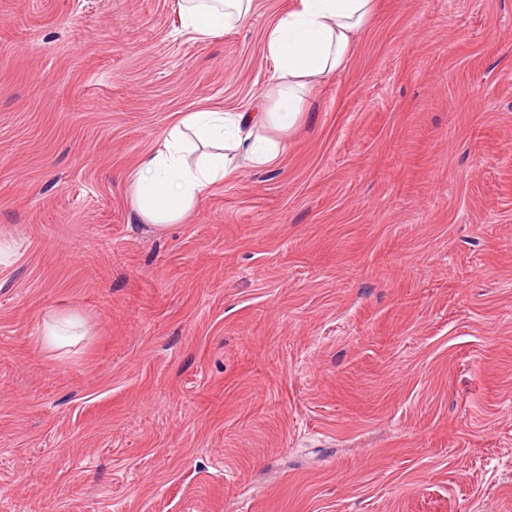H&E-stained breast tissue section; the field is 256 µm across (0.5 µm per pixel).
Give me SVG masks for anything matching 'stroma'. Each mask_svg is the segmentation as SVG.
<instances>
[{
	"label": "stroma",
	"instance_id": "stroma-1",
	"mask_svg": "<svg viewBox=\"0 0 512 512\" xmlns=\"http://www.w3.org/2000/svg\"><path fill=\"white\" fill-rule=\"evenodd\" d=\"M292 2L0 0V512H512V0H380L273 163L131 206ZM254 3V0H179L178 10L183 28L197 40H207L246 23ZM81 326V320L74 316L59 317L52 323L43 326L41 336L47 342H57L66 336H78L77 329Z\"/></svg>",
	"mask_w": 512,
	"mask_h": 512
}]
</instances>
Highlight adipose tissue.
Returning <instances> with one entry per match:
<instances>
[{
	"label": "adipose tissue",
	"mask_w": 512,
	"mask_h": 512,
	"mask_svg": "<svg viewBox=\"0 0 512 512\" xmlns=\"http://www.w3.org/2000/svg\"><path fill=\"white\" fill-rule=\"evenodd\" d=\"M379 0H294L266 34L276 84L258 112L189 113L142 156L131 204L142 221L181 223L210 187L246 167H262L285 148L305 96L343 68L354 34ZM254 0H179L183 28L199 40L247 22Z\"/></svg>",
	"instance_id": "obj_1"
}]
</instances>
